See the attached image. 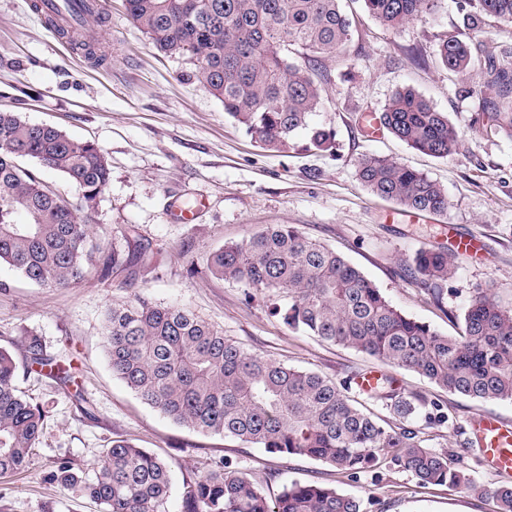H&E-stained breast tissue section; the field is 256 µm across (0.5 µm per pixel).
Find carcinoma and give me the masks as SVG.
<instances>
[{"instance_id": "1", "label": "carcinoma", "mask_w": 512, "mask_h": 512, "mask_svg": "<svg viewBox=\"0 0 512 512\" xmlns=\"http://www.w3.org/2000/svg\"><path fill=\"white\" fill-rule=\"evenodd\" d=\"M344 0H125L133 23L156 49L193 66L196 80L225 114L263 149L285 152L298 132L308 151L336 149L335 132L315 125L322 85L350 41L353 21ZM391 29L437 14L443 0H363ZM464 27L479 32L490 19L512 21V0H455ZM434 57L451 73L487 76L476 122L486 133L512 138V49L494 42L443 39ZM390 134L426 155L445 159L461 133L412 88L395 91L378 114ZM29 158L78 189L66 199L18 160ZM357 175L372 193L405 212L443 213L445 189L393 159L363 156ZM111 168L97 144L71 138L17 112H0V266L32 284L67 287L86 279L93 254L102 266L125 267L117 246L105 254L90 239L88 214L107 188ZM24 216L20 222L18 216ZM448 248L415 252L405 271L440 299L452 269ZM214 277L241 283L269 303L289 329L364 352L410 371L451 394L512 400V306L481 294L466 307L455 336L442 335L394 306L336 250L287 224L267 226L211 252ZM104 350L112 375L173 423L257 445L272 454L321 461L353 478L384 462L421 486L487 490L453 456L423 444L410 420L423 400L390 378L369 394L386 400L402 425L388 430L343 387L244 351L224 330L193 311L135 294L104 312ZM28 369L69 371L27 345ZM18 366L0 350V476L20 473L39 443L45 412L17 390ZM47 479L76 490L103 512H166L169 462L125 440H114L92 475L59 463ZM494 512H512V483L492 491ZM184 512H363L359 499L314 482L293 483L275 498L224 463L183 482Z\"/></svg>"}]
</instances>
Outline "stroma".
Returning a JSON list of instances; mask_svg holds the SVG:
<instances>
[{"mask_svg":"<svg viewBox=\"0 0 512 512\" xmlns=\"http://www.w3.org/2000/svg\"><path fill=\"white\" fill-rule=\"evenodd\" d=\"M104 21L95 30V59L52 34L29 0H0V110L33 124L64 130L98 144L107 154L111 179L88 222L104 247L149 253L128 269L93 267L80 284L41 288L8 267L0 268V349L18 365L16 385L45 411L40 442L27 472L0 477V512H101L81 493L47 479L63 461L83 470L117 438L154 451L173 464L169 512H183L184 479L228 462L276 497L294 482H317L359 497L364 512H494L488 496L420 487L407 473L385 467L357 478L299 456H279L219 435L172 423L142 403L113 377L102 348L107 305L140 293L161 304L192 310L223 329L247 351L317 372L347 386L383 419V402L368 400L353 380L385 365L365 353L295 332L261 299H247L244 285L213 277L209 253L239 242L269 224H289L335 248L408 316L441 334L457 330V318L477 295L512 305V139L486 135L475 117L485 77L474 71L451 75L436 63H415L409 48L434 52L441 39L464 31L453 0L435 17L400 29L361 16L352 40L336 58L315 123L336 133L334 152L261 149L228 119L220 101L192 76L185 60L149 45L132 23L124 0H102ZM412 87L462 133L456 154L426 156L386 131L368 134L399 88ZM376 154L424 171L448 193L446 212L422 217L372 195L357 178L360 158ZM199 201L190 223L175 221L172 206ZM134 228L133 238L123 236ZM478 234L482 255L458 256L433 300L404 275L422 248L451 246L453 235ZM37 337L44 353L69 365L72 380L27 369L26 342ZM401 391L440 406L447 422L420 410L412 426L425 445L461 455L485 488L501 475L487 468L480 451L461 454L478 416L512 423V401H476L451 394L409 371L394 374Z\"/></svg>","mask_w":512,"mask_h":512,"instance_id":"1","label":"stroma"}]
</instances>
